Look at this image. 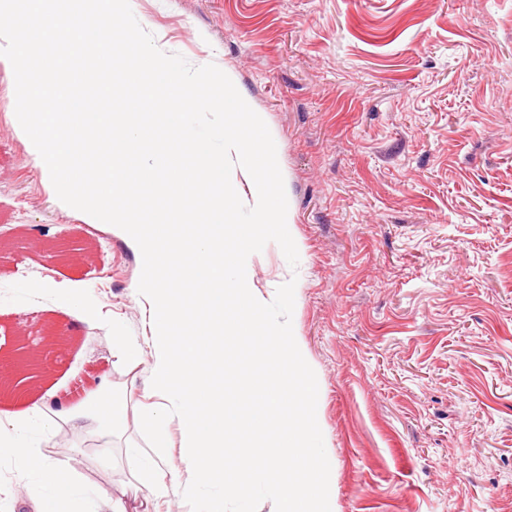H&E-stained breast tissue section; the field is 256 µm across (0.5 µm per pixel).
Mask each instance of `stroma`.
Wrapping results in <instances>:
<instances>
[{
    "label": "stroma",
    "instance_id": "stroma-1",
    "mask_svg": "<svg viewBox=\"0 0 512 512\" xmlns=\"http://www.w3.org/2000/svg\"><path fill=\"white\" fill-rule=\"evenodd\" d=\"M176 72L262 113L290 214L251 279L317 386L330 512H512V0H118ZM0 69V349L50 347L63 397L148 349L136 252L58 201ZM64 245V259L40 251ZM79 299L56 301L55 282ZM79 485L121 495L123 449L68 432ZM201 512H271L214 488Z\"/></svg>",
    "mask_w": 512,
    "mask_h": 512
}]
</instances>
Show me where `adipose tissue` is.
Instances as JSON below:
<instances>
[{"label": "adipose tissue", "instance_id": "1", "mask_svg": "<svg viewBox=\"0 0 512 512\" xmlns=\"http://www.w3.org/2000/svg\"><path fill=\"white\" fill-rule=\"evenodd\" d=\"M0 65L24 84L17 111L58 200L88 222L114 226L141 264L137 300L150 313L151 351L124 347L145 364L142 425L157 463L134 474L144 503L195 504L201 487L244 499L255 479L275 490L274 512H329L311 451L316 384L293 336L275 328L251 284L249 259L273 238L287 241L275 155L256 113L231 83L188 79L145 50L118 22L113 0H0ZM118 112H99V99ZM221 108L234 164L254 201L239 223L224 193V161L185 130ZM132 387L111 383L73 399L29 402L0 392V459L36 478L37 512H88L75 461L40 450L62 429L99 447L130 435ZM182 467L162 464L170 425Z\"/></svg>", "mask_w": 512, "mask_h": 512}]
</instances>
